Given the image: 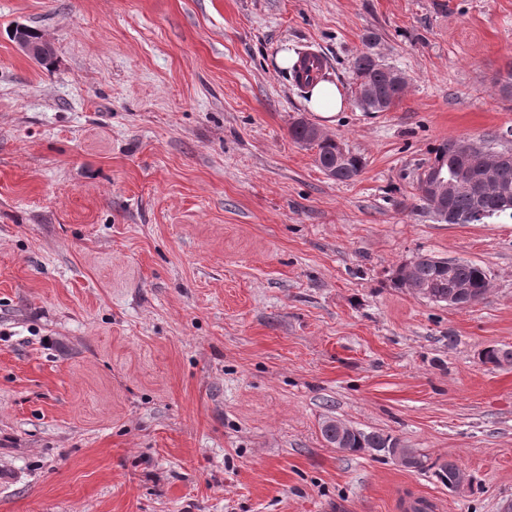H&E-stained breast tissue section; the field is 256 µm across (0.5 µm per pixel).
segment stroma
Here are the masks:
<instances>
[{
  "instance_id": "obj_1",
  "label": "stroma",
  "mask_w": 512,
  "mask_h": 512,
  "mask_svg": "<svg viewBox=\"0 0 512 512\" xmlns=\"http://www.w3.org/2000/svg\"><path fill=\"white\" fill-rule=\"evenodd\" d=\"M41 31L43 68L11 37ZM374 51L407 78L355 104ZM310 48L344 106H304ZM512 0H0V512H501L512 502V217L437 222L450 138L512 149ZM360 155L348 182L297 118ZM420 254L486 270L452 307ZM333 419L464 473L329 444ZM371 39L365 40L366 50L361 51L352 63V75L355 84V90L363 85L359 92L356 103L362 107H367L377 96L376 103L372 106V111L365 112H387L396 105L403 96L406 88V77L401 71H394L393 78L396 86L390 78L391 67L384 63V67H379L373 56L375 53L372 49ZM375 90H373V89Z\"/></svg>"
}]
</instances>
